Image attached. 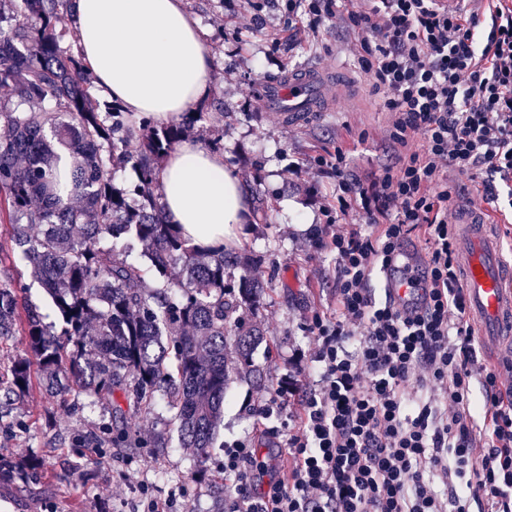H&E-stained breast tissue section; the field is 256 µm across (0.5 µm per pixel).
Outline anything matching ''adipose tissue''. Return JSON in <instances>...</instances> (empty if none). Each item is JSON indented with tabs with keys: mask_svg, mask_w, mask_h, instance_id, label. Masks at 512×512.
I'll return each instance as SVG.
<instances>
[{
	"mask_svg": "<svg viewBox=\"0 0 512 512\" xmlns=\"http://www.w3.org/2000/svg\"><path fill=\"white\" fill-rule=\"evenodd\" d=\"M78 52L102 94L168 124L206 98L212 56L183 0H77ZM161 203L193 245L238 241L251 190L223 153L180 143L158 173Z\"/></svg>",
	"mask_w": 512,
	"mask_h": 512,
	"instance_id": "1",
	"label": "adipose tissue"
}]
</instances>
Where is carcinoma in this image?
I'll use <instances>...</instances> for the list:
<instances>
[{
	"label": "carcinoma",
	"instance_id": "cac0c4a2",
	"mask_svg": "<svg viewBox=\"0 0 512 512\" xmlns=\"http://www.w3.org/2000/svg\"><path fill=\"white\" fill-rule=\"evenodd\" d=\"M75 18L76 0H12V16L0 17V87L20 105L54 103L50 111L0 109V216L11 227L0 252L28 263L61 322L51 331L23 302L22 286L0 284V345L21 324L28 339L23 354L0 348V426L36 371L50 388L61 378L79 387L92 404L120 393L136 409L163 388L181 447L196 452L204 476L230 383L259 373L251 355L263 335L247 315L262 307V289L245 275L235 286L225 280L252 258L193 246L164 215L152 185L182 139L181 123L134 125L112 102L98 111L90 75L62 45ZM52 138L73 158L64 189ZM127 165L136 205L114 184V169ZM135 248L158 284L128 261ZM113 416L98 441L138 445L134 413L117 404Z\"/></svg>",
	"mask_w": 512,
	"mask_h": 512
}]
</instances>
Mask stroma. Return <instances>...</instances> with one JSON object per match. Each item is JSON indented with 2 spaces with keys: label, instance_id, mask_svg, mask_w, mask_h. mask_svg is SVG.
Wrapping results in <instances>:
<instances>
[{
  "label": "stroma",
  "instance_id": "obj_1",
  "mask_svg": "<svg viewBox=\"0 0 512 512\" xmlns=\"http://www.w3.org/2000/svg\"><path fill=\"white\" fill-rule=\"evenodd\" d=\"M184 4L208 33L213 57L210 92L197 106L207 119L187 124L184 138L221 136L225 162L258 202V222L244 225L241 245L229 244L225 250L256 256L250 278L264 290L255 321L265 339L252 355L264 380L231 384L209 464L217 466L225 447L238 441L258 443L267 450L266 461L275 464L286 448L300 396L317 385L305 325L313 312L336 309V257L317 244L329 210L336 207V180L314 160L343 148L351 174L367 181L396 165L405 150L422 151L425 140L414 135L404 149L386 137L390 116L381 110L359 66L357 39L340 20L326 22L315 38L301 43L282 38L275 47L271 38L287 22L278 0H267L259 21L248 26L241 19L251 12L249 0ZM307 67L347 72L340 109L313 123L291 126L275 104L258 108L256 99L267 84ZM9 281L24 285V300L38 306L46 324H55L52 302L26 264L14 254L0 253V283ZM291 377L297 380L298 394L270 421L278 435L263 436L257 426L259 408ZM169 402V395H156L149 410L136 416L135 432L144 447L94 448L86 440L109 421L107 406H88L75 390L61 399L42 388L31 389L11 414L21 430L0 432V457L17 464L43 458L52 469L28 482L1 481L0 512H136L145 492L161 501L174 500L180 512H220L221 481L215 475L194 478L196 455L180 446ZM159 441L164 450H156Z\"/></svg>",
  "mask_w": 512,
  "mask_h": 512
}]
</instances>
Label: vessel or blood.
<instances>
[{"mask_svg": "<svg viewBox=\"0 0 512 512\" xmlns=\"http://www.w3.org/2000/svg\"><path fill=\"white\" fill-rule=\"evenodd\" d=\"M336 80L314 68L288 72L279 89V110L286 123L305 125L322 112L335 108ZM461 230L464 282L468 316L481 327L494 355L512 358V289L505 285V267L492 236V226L482 211L468 203L456 209ZM399 273L386 279L397 303L413 305L418 299L417 272L408 251H401Z\"/></svg>", "mask_w": 512, "mask_h": 512, "instance_id": "vessel-or-blood-1", "label": "vessel or blood"}]
</instances>
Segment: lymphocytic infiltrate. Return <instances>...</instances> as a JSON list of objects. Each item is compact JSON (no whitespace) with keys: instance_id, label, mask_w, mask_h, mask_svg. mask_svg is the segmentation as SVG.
Returning a JSON list of instances; mask_svg holds the SVG:
<instances>
[{"instance_id":"lymphocytic-infiltrate-1","label":"lymphocytic infiltrate","mask_w":512,"mask_h":512,"mask_svg":"<svg viewBox=\"0 0 512 512\" xmlns=\"http://www.w3.org/2000/svg\"><path fill=\"white\" fill-rule=\"evenodd\" d=\"M297 35L339 19L360 38L359 65L390 114L389 135L422 152L370 181L347 156L316 160L336 176L338 209L318 243L336 254V312L314 313L317 389L288 430V466L259 449L224 451V512H512V400L480 362L459 277L449 172L482 176L484 202L512 183V0H493L492 34L445 0H288ZM364 221L350 223V211ZM423 229L421 302L377 300L372 271L395 264ZM422 396L408 403L406 388Z\"/></svg>"}]
</instances>
